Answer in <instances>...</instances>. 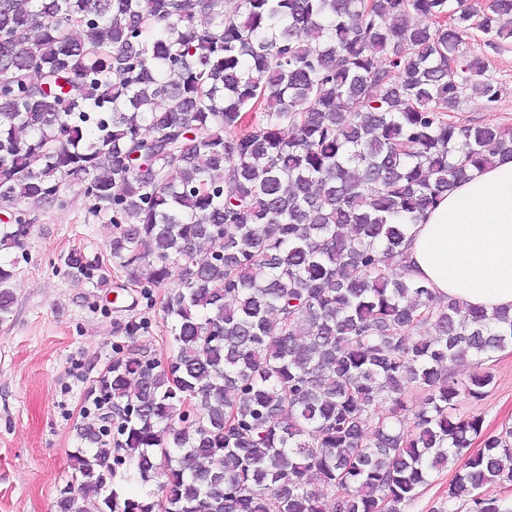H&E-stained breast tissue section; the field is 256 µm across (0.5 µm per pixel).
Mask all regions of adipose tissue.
<instances>
[{"label":"adipose tissue","instance_id":"obj_1","mask_svg":"<svg viewBox=\"0 0 512 512\" xmlns=\"http://www.w3.org/2000/svg\"><path fill=\"white\" fill-rule=\"evenodd\" d=\"M404 263L437 295L512 311V156L443 194L406 227Z\"/></svg>","mask_w":512,"mask_h":512}]
</instances>
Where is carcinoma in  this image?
<instances>
[{"mask_svg":"<svg viewBox=\"0 0 512 512\" xmlns=\"http://www.w3.org/2000/svg\"><path fill=\"white\" fill-rule=\"evenodd\" d=\"M511 15L512 0H0V251L83 188L115 229L118 288L164 290L171 346L87 389L96 419L57 512H404L447 467L441 512H512L481 492L512 486V427L459 412L487 395L512 312L438 297L402 264L406 225L512 155L507 129L448 119L467 90L497 102L463 45L512 39ZM58 264L89 283L100 268L77 249ZM16 269L0 261V323ZM123 465L141 495L114 484Z\"/></svg>","mask_w":512,"mask_h":512,"instance_id":"cac0c4a2","label":"carcinoma"}]
</instances>
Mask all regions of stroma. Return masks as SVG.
<instances>
[{"label":"stroma","mask_w":512,"mask_h":512,"mask_svg":"<svg viewBox=\"0 0 512 512\" xmlns=\"http://www.w3.org/2000/svg\"><path fill=\"white\" fill-rule=\"evenodd\" d=\"M465 48L484 59L499 99L490 107L465 92L452 120L512 130V42L494 49L475 30ZM111 238L109 220L88 214L79 188L67 191L63 206L37 212L12 285L14 313L0 324V512H55L57 493L71 478L77 429L92 418L83 394L111 363L120 322L147 320L143 344L160 358L169 352L159 305L129 291L126 308L116 312L104 289L56 272L58 256L79 249L102 258L101 275L115 281L107 260ZM488 368L487 395L464 401L461 410L481 414L485 432L496 434L512 426V348L497 353Z\"/></svg>","instance_id":"1"}]
</instances>
